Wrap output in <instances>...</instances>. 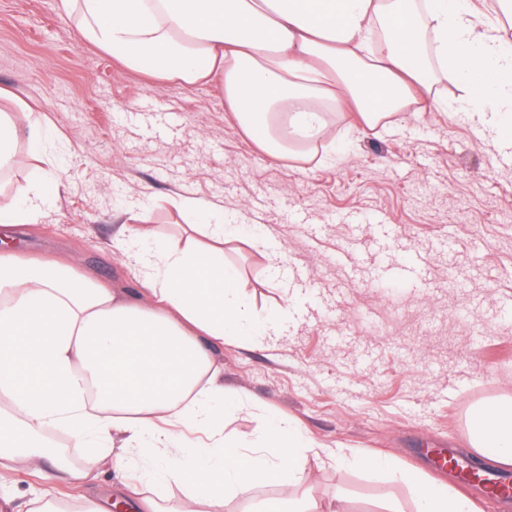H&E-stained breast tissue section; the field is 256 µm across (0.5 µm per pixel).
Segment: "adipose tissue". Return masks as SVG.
<instances>
[{
  "mask_svg": "<svg viewBox=\"0 0 512 512\" xmlns=\"http://www.w3.org/2000/svg\"><path fill=\"white\" fill-rule=\"evenodd\" d=\"M85 42L130 69L193 85L220 82L241 131L276 159L348 130L390 124L406 112L467 113L476 133L512 140V41L500 17L512 0L479 11L468 0H60ZM453 80L460 94L441 92ZM43 163L34 107L0 113V173L17 163L20 139ZM58 181L18 185L0 205V456L18 469L40 458L42 429L67 430L73 446L123 448L158 462L155 481L176 479L182 512H221L274 483L308 480L315 448L285 418L268 419L257 444L224 429L244 406L224 390L211 347L252 330L256 314L224 267V227L214 245L153 246L148 224H131L117 247L140 273L131 294L69 260H24L13 231L37 223ZM470 445L512 467V398L479 406ZM417 512H474L446 484L402 473Z\"/></svg>",
  "mask_w": 512,
  "mask_h": 512,
  "instance_id": "obj_1",
  "label": "adipose tissue"
}]
</instances>
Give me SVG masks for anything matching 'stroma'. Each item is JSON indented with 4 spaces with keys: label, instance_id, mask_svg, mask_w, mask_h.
Masks as SVG:
<instances>
[{
    "label": "stroma",
    "instance_id": "obj_1",
    "mask_svg": "<svg viewBox=\"0 0 512 512\" xmlns=\"http://www.w3.org/2000/svg\"><path fill=\"white\" fill-rule=\"evenodd\" d=\"M59 3L0 0V86L36 103L63 182L17 232L16 252L69 256L133 289L114 246L121 216L138 212L167 238L214 221L179 213L172 197L219 203L234 235L225 263L259 319H288L283 335L214 348L225 387L252 403L230 432L255 435L266 411L306 429L319 450L294 496L319 512H415L404 471L459 488L427 452L472 455V412L512 397V146L478 137L462 113L419 112L390 131L312 145L305 162L278 161L242 134L218 82L137 73L83 42ZM411 255L425 281L390 277ZM339 452L384 456L396 470L339 467ZM71 456L72 471L96 458V477L79 490L55 480L64 512L122 491L115 450ZM43 485L0 459V495L16 512Z\"/></svg>",
    "mask_w": 512,
    "mask_h": 512
}]
</instances>
